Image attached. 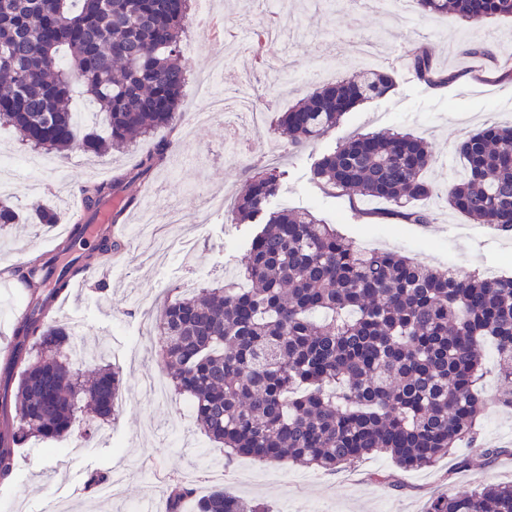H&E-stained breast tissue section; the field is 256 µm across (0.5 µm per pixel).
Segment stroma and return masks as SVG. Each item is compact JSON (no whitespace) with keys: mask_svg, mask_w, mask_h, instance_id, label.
I'll use <instances>...</instances> for the list:
<instances>
[{"mask_svg":"<svg viewBox=\"0 0 512 512\" xmlns=\"http://www.w3.org/2000/svg\"><path fill=\"white\" fill-rule=\"evenodd\" d=\"M212 8L242 39L239 55L224 68L225 84L248 83L265 113L261 133L235 124L239 158L224 157L229 132L223 121L192 123L193 111L207 109L209 100L191 82L174 130H159L108 157L71 150L68 160L44 173L46 192L15 197L23 208L52 207L59 214L57 223L0 229L1 277L26 256L43 254L57 238L59 225L72 219L84 186L130 171L157 141H171L166 161L145 182L147 197L137 198L120 216L125 231L117 237L115 265L99 268L82 288L69 291L63 309L54 314L73 336L81 369L99 363L119 368L123 406L91 436L71 434L67 445L55 451L31 442L20 448L13 480L0 487V512H135L145 502L161 512L176 479L193 481L201 495L224 488L269 512H311L317 505L324 512H426L430 500L448 490L511 483L512 410L493 402L503 383L490 351L480 382L489 403L479 417V447L452 450L434 467L419 470L403 469L384 454L333 472L249 457L229 466L223 448L197 427L187 397L173 394L166 403L154 401L148 382L164 372L146 319L157 316L171 288L184 280L233 279L254 227L232 222L226 210L213 207L211 195L235 198L247 185L250 165L274 163L286 170L274 207L313 210L369 248L460 273H512V236L438 203L433 222L424 226L387 216L386 204L379 201L365 212L353 208L348 197L323 192L310 172L317 158L353 135L406 130L428 143L433 163L425 178L443 191L462 171L460 142L486 124L512 122V81L471 68L460 44L469 40L498 55L512 53V19L474 25L454 14H421L415 0H405L398 21L380 12L348 9L343 0H255L250 6L245 0H213ZM270 17L286 30L278 48L277 78L254 67L249 49L259 21ZM369 42L378 67L393 76V90L348 112L336 129L303 148L292 150L275 141L270 127L307 94L314 71L328 67L330 83L351 75ZM420 42L440 69L455 73L454 82L435 87L417 77L404 53ZM487 448L498 449V456L486 459ZM97 471L119 478L104 498L78 488Z\"/></svg>","mask_w":512,"mask_h":512,"instance_id":"35a3bbf8","label":"stroma"}]
</instances>
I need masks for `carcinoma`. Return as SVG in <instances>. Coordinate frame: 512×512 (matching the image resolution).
Returning a JSON list of instances; mask_svg holds the SVG:
<instances>
[{
	"label": "carcinoma",
	"instance_id": "1",
	"mask_svg": "<svg viewBox=\"0 0 512 512\" xmlns=\"http://www.w3.org/2000/svg\"><path fill=\"white\" fill-rule=\"evenodd\" d=\"M416 3L424 14L453 11L471 24L512 18V0ZM191 17V0H0V126L34 149L62 153L80 143L96 154L174 129ZM409 63L427 83L454 79L422 43ZM393 86L389 73L362 67L355 78L316 86L281 114L274 133L291 148L308 145ZM77 93L106 114L107 135L78 129ZM167 151L163 143L132 172L84 187L85 213L94 217L118 188L146 179ZM458 153L465 176L448 184V207L512 231V126L490 124ZM432 160L427 142L411 134L356 135L322 155L311 180L353 202L385 201L406 224H427ZM283 178L266 168L234 199L232 220L257 226L237 281L175 292L155 321L161 363L202 431L231 459L328 472L374 453L404 469L430 468L463 441L479 446L487 344L509 384L497 401L512 409V277L450 275L362 248L309 210L272 208ZM29 219L53 224L56 213L37 206L25 216L0 204V228ZM90 265L82 253L63 264L39 255L13 270L31 298L0 367L1 485L30 439L76 428L89 435L94 421L115 418L119 369L108 364L81 378L68 327L49 318L53 299ZM191 498L194 512H266L222 488L197 497L184 482L171 488L167 512H183ZM427 512H512V484L443 493Z\"/></svg>",
	"mask_w": 512,
	"mask_h": 512
}]
</instances>
